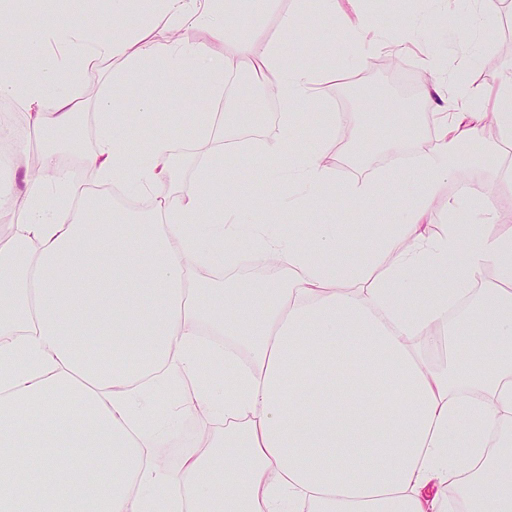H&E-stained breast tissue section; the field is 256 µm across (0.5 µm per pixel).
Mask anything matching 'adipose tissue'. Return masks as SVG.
I'll return each mask as SVG.
<instances>
[{
  "label": "adipose tissue",
  "mask_w": 512,
  "mask_h": 512,
  "mask_svg": "<svg viewBox=\"0 0 512 512\" xmlns=\"http://www.w3.org/2000/svg\"><path fill=\"white\" fill-rule=\"evenodd\" d=\"M99 2L115 17L198 27L210 41L91 37L66 16L0 64V100L21 103L41 139L38 173L17 165L22 190L0 192L10 239L0 247V512H450L441 492L451 485L470 512H512V227L486 231L502 221L495 188L512 187V59L490 98L426 84V105L444 112L437 145L388 171L406 199L389 223L361 225L356 237L339 224L279 234L247 223L224 199L223 158L211 154L193 187L154 199L149 222L133 228L60 161L85 107L82 68L120 59L113 84L147 81L135 99L144 111L189 66L221 90L227 64L209 44L223 41L244 0ZM319 3L351 44L382 42L361 0ZM52 41L68 65L50 54ZM31 63L39 80L24 76ZM252 70L282 108L260 153L297 146L287 165L301 191L281 204L316 210L334 175L320 143L299 146L296 106L313 101L319 77L276 42ZM94 106L97 138L81 161L100 185L141 196L172 176L171 137L130 154L127 113L108 94ZM489 122L499 147L473 161L489 175L471 199L477 220L433 234L435 206L458 205L444 192L456 159ZM86 209L112 219L85 223ZM243 244L274 279L244 290L217 279ZM489 268L497 283L485 288ZM425 270L433 285L422 290ZM461 340L473 350L466 364L431 365L429 350ZM178 380L193 388L166 428L154 398ZM201 411L220 433L206 449H184L176 470L159 469L173 424ZM84 456L92 471L78 466Z\"/></svg>",
  "instance_id": "ef3b65f1"
}]
</instances>
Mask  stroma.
Listing matches in <instances>:
<instances>
[{
    "label": "stroma",
    "mask_w": 512,
    "mask_h": 512,
    "mask_svg": "<svg viewBox=\"0 0 512 512\" xmlns=\"http://www.w3.org/2000/svg\"><path fill=\"white\" fill-rule=\"evenodd\" d=\"M366 12L383 20L385 38L395 45V53L371 52L364 59L354 61L348 73L328 76L319 81L314 93L316 107L304 118L306 129L299 144H287L285 153H293L297 145H308L316 138V129L323 123V115L335 113L337 124L351 123L350 136L335 133L322 143L325 165L334 171L336 184L359 178L377 177L388 171L391 157L404 152L419 154L435 140L437 116L425 108L404 112L402 91L418 88L427 72L422 67L421 53H432L438 62L436 74L446 79L453 93L478 88L495 92L500 81L499 61L512 57V0H458L454 13H446L443 0H364ZM302 11L312 21L313 34L308 46L298 49L297 61L314 68H322L331 58L342 57L348 43L346 31L319 11L317 0H257L252 9L243 11L227 26L223 42L214 44L215 53L224 57L242 59L264 54L271 42L280 39V20L283 15ZM78 12L81 25L102 35L118 29V21L102 16L91 0L71 5L69 0H13L12 16L33 18L36 24H48L60 16ZM380 81L392 84L393 89L384 96L386 115L365 114L364 100L355 89L358 85ZM198 98L201 111L213 112L218 106L236 104L248 99L254 112L253 126L237 130L239 142L252 144L276 135L280 108L263 85L252 81L245 70L234 71L222 95L212 96L202 83L198 71L185 70L176 84L160 97L152 111L136 116L138 126L159 122L179 124L180 130L173 142L175 174L160 181L155 192L170 195L191 187L197 174L194 161L197 142L193 125L185 120L188 101ZM395 120H388V113ZM282 166L278 159L240 160L232 153L224 155L226 181L224 191L236 197L240 206L250 209L256 222H264L268 208H276V201L287 194L286 178L277 176ZM250 182L269 187L264 207H254L242 194ZM472 183L467 167H459L448 184L449 195L459 197L455 214L436 210L431 229L443 232L448 221L469 224L474 220L464 196ZM217 422L204 414L185 418L160 457L162 468L176 469L183 445L190 439L214 433Z\"/></svg>",
    "instance_id": "obj_1"
}]
</instances>
